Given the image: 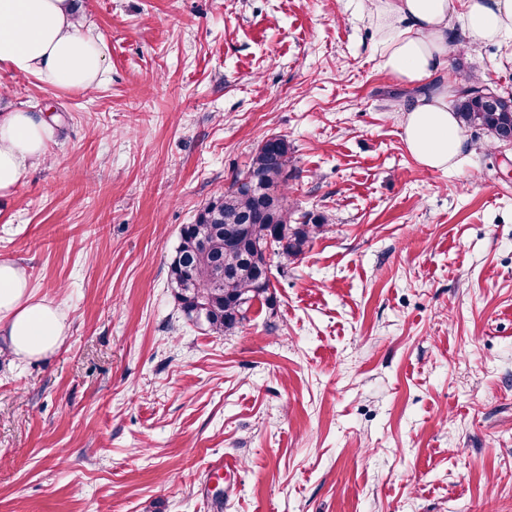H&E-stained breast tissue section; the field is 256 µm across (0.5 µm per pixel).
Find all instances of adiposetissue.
I'll use <instances>...</instances> for the list:
<instances>
[{"instance_id":"1","label":"adipose tissue","mask_w":512,"mask_h":512,"mask_svg":"<svg viewBox=\"0 0 512 512\" xmlns=\"http://www.w3.org/2000/svg\"><path fill=\"white\" fill-rule=\"evenodd\" d=\"M356 9L376 24L381 66L401 83L421 87L448 67L451 18L462 24L464 47L512 42V0H357ZM77 0H0V66L62 90H90L106 79L101 38L84 34ZM402 138L420 165L456 166L466 137L437 87L406 106ZM55 130L42 116L17 109L0 113V197L13 194L29 169L49 152ZM65 322L58 307L36 298L23 269L0 261V335L10 352L40 358L62 343Z\"/></svg>"}]
</instances>
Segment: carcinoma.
<instances>
[{
  "mask_svg": "<svg viewBox=\"0 0 512 512\" xmlns=\"http://www.w3.org/2000/svg\"><path fill=\"white\" fill-rule=\"evenodd\" d=\"M485 92L468 79L460 86L452 108L463 126L492 134L512 131V102L492 105ZM289 153L287 139H267L228 190L181 229L168 267L170 286L186 316L197 321L205 313L204 323L219 336L242 328L253 302L275 305L261 285L270 256L296 258L323 231L324 216L304 214L298 220L288 208Z\"/></svg>",
  "mask_w": 512,
  "mask_h": 512,
  "instance_id": "carcinoma-1",
  "label": "carcinoma"
}]
</instances>
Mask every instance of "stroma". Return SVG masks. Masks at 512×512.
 <instances>
[{"instance_id":"stroma-1","label":"stroma","mask_w":512,"mask_h":512,"mask_svg":"<svg viewBox=\"0 0 512 512\" xmlns=\"http://www.w3.org/2000/svg\"><path fill=\"white\" fill-rule=\"evenodd\" d=\"M94 91L0 67V111L56 123L0 202V260L64 314L0 352V512H512V146L467 132L423 169L353 0H84ZM512 96V48L448 51ZM288 205L275 309L219 336L167 281L182 225L268 138ZM237 461L227 473L217 465Z\"/></svg>"}]
</instances>
